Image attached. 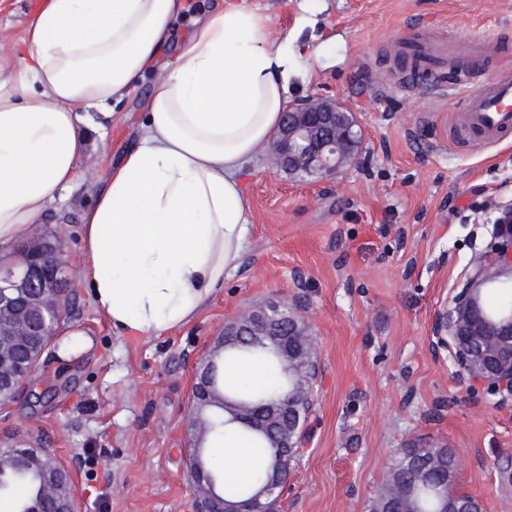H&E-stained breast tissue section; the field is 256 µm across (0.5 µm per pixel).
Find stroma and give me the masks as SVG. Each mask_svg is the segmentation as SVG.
Wrapping results in <instances>:
<instances>
[{
  "instance_id": "obj_1",
  "label": "stroma",
  "mask_w": 512,
  "mask_h": 512,
  "mask_svg": "<svg viewBox=\"0 0 512 512\" xmlns=\"http://www.w3.org/2000/svg\"><path fill=\"white\" fill-rule=\"evenodd\" d=\"M43 0H5L0 45L21 38ZM266 16L271 40L302 54L291 98L343 101L364 130L358 162L327 177L248 166L252 226L237 272L189 324L118 337L82 271L80 216L136 143L147 86L91 132L79 179L35 233L63 245L77 297L29 395L0 409V443L52 449L74 466L77 512H198L187 478L188 395L202 354L245 306L304 294L320 373L299 456L277 512H368L393 449L461 456L460 487L482 512H512V407L478 400L447 352L429 345L498 212L512 205V135L458 136L457 95L403 82L397 57L423 23L448 41L512 44V0H233Z\"/></svg>"
}]
</instances>
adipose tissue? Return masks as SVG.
Instances as JSON below:
<instances>
[{
	"mask_svg": "<svg viewBox=\"0 0 512 512\" xmlns=\"http://www.w3.org/2000/svg\"><path fill=\"white\" fill-rule=\"evenodd\" d=\"M183 0H44L24 56L0 48V252L47 216L78 178L88 108L108 110L144 78L137 144L81 214L93 302L121 336L190 323L236 272L250 236L243 174L282 122L298 55L269 41L266 17L238 6L197 18L178 63L160 50ZM226 384L260 388L264 359L229 356ZM224 479L244 485L265 463L236 430L212 441Z\"/></svg>",
	"mask_w": 512,
	"mask_h": 512,
	"instance_id": "1",
	"label": "adipose tissue"
}]
</instances>
